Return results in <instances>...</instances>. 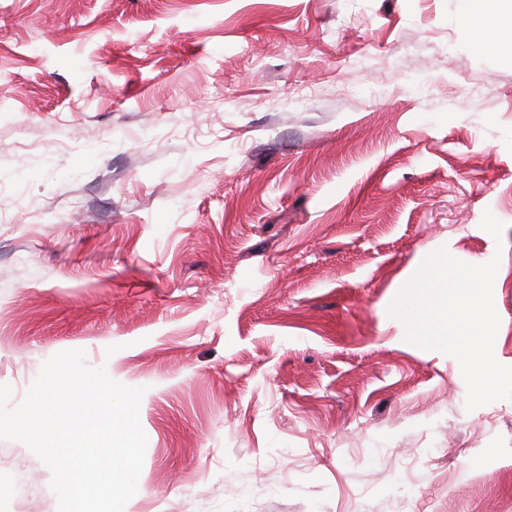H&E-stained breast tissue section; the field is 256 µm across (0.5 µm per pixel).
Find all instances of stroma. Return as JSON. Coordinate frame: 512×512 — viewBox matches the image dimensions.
Segmentation results:
<instances>
[{"label":"stroma","mask_w":512,"mask_h":512,"mask_svg":"<svg viewBox=\"0 0 512 512\" xmlns=\"http://www.w3.org/2000/svg\"><path fill=\"white\" fill-rule=\"evenodd\" d=\"M489 0H0V384L73 349L144 388L125 512H512V400L388 308L498 259L512 51ZM501 239L482 229L484 212ZM0 440V512H57Z\"/></svg>","instance_id":"stroma-1"}]
</instances>
